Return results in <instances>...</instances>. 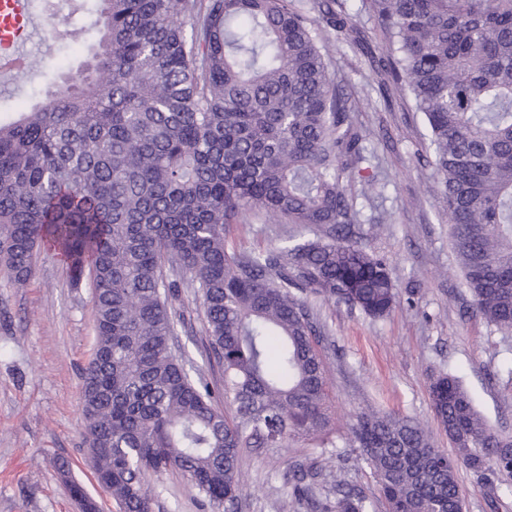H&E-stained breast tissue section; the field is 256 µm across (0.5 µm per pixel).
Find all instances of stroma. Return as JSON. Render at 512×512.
Instances as JSON below:
<instances>
[{
  "label": "stroma",
  "mask_w": 512,
  "mask_h": 512,
  "mask_svg": "<svg viewBox=\"0 0 512 512\" xmlns=\"http://www.w3.org/2000/svg\"><path fill=\"white\" fill-rule=\"evenodd\" d=\"M96 3L57 0L41 7L42 29L25 44L33 70L21 82L0 76V117L25 110L83 64L96 39ZM324 52L331 73L358 103L356 122L370 134L369 171L377 188L356 200L365 219L358 227L361 241L387 257L399 288L416 286L411 304L377 320L306 294L321 332L336 430L345 432L359 411L393 412L420 422L435 446L448 450L429 407L428 385L450 370L490 424L512 434V380L502 370L512 359V333L490 327L462 284L448 227L438 218L431 169L417 160L425 151L422 116L404 98L383 100L363 57L348 44L331 37ZM293 232V225L249 213L232 225L231 238L260 250L282 245ZM171 304L180 317L176 341L186 369L221 387L224 375L207 347L201 299L181 287ZM94 339L92 291L87 281L73 282L55 252L40 250L21 288L0 266V512H82L58 473L63 460L99 512H119L94 481L84 440L80 397ZM301 462L314 463L324 481L339 477L371 500L379 498L356 449L298 440L241 459L239 512H285L290 471ZM459 485L465 512H512V495L490 500L471 471L461 470ZM143 490L152 512H218L176 470L147 476Z\"/></svg>",
  "instance_id": "stroma-1"
}]
</instances>
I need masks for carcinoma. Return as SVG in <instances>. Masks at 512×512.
Wrapping results in <instances>:
<instances>
[{"label":"carcinoma","mask_w":512,"mask_h":512,"mask_svg":"<svg viewBox=\"0 0 512 512\" xmlns=\"http://www.w3.org/2000/svg\"><path fill=\"white\" fill-rule=\"evenodd\" d=\"M373 55L347 0H100L91 57L44 102L0 122V263L17 285L40 246L90 279L95 344L81 412L99 487L151 512L149 473L236 512L251 448L311 439L355 448L386 512H457L465 466L512 494V436L452 373L429 403L455 452L420 423L361 413L336 434L314 316L321 294L382 318L401 292L369 253L354 190L369 161L356 102L322 52L331 34L378 82L411 98L429 131L439 217L477 312L512 331V0H370ZM245 212L311 237L265 250L229 241ZM187 277L203 303L219 392L174 352L168 296ZM229 408L224 412L218 401ZM317 469L293 470L310 512H375Z\"/></svg>","instance_id":"carcinoma-1"}]
</instances>
